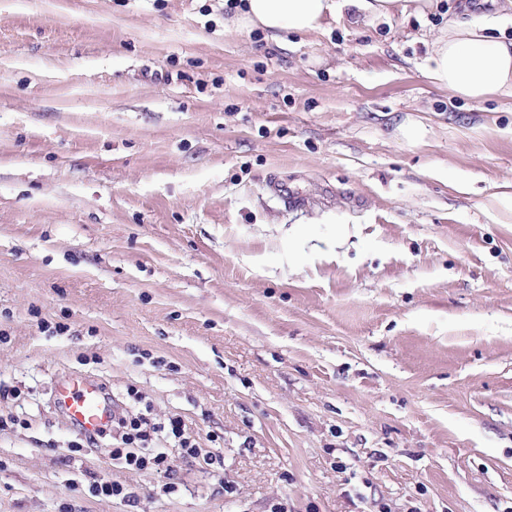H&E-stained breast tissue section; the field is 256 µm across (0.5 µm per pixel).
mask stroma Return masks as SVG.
Here are the masks:
<instances>
[{
  "mask_svg": "<svg viewBox=\"0 0 512 512\" xmlns=\"http://www.w3.org/2000/svg\"><path fill=\"white\" fill-rule=\"evenodd\" d=\"M458 4L0 0V512H512V99L426 76ZM69 374L220 463L70 452ZM241 6L233 16L224 19V25L237 30H262L266 39L280 43L284 33L305 35L319 31L327 16L344 8H355L365 17L390 16L396 8L404 11L400 1H415V8L422 12L431 0H234Z\"/></svg>",
  "mask_w": 512,
  "mask_h": 512,
  "instance_id": "1",
  "label": "stroma"
}]
</instances>
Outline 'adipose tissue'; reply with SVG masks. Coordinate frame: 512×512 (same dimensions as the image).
<instances>
[{"instance_id":"adipose-tissue-1","label":"adipose tissue","mask_w":512,"mask_h":512,"mask_svg":"<svg viewBox=\"0 0 512 512\" xmlns=\"http://www.w3.org/2000/svg\"><path fill=\"white\" fill-rule=\"evenodd\" d=\"M399 6L400 0H240L227 24L262 30L278 43L287 33L319 31L326 17L345 8L383 18ZM488 29L485 21L449 20L431 43L424 64L427 76L463 100L512 98V38L490 35Z\"/></svg>"}]
</instances>
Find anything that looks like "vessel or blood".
I'll return each instance as SVG.
<instances>
[{
	"label": "vessel or blood",
	"mask_w": 512,
	"mask_h": 512,
	"mask_svg": "<svg viewBox=\"0 0 512 512\" xmlns=\"http://www.w3.org/2000/svg\"><path fill=\"white\" fill-rule=\"evenodd\" d=\"M54 401L83 431H97L112 420V407L97 381L84 376L69 375L60 379L53 390Z\"/></svg>",
	"instance_id": "obj_1"
}]
</instances>
